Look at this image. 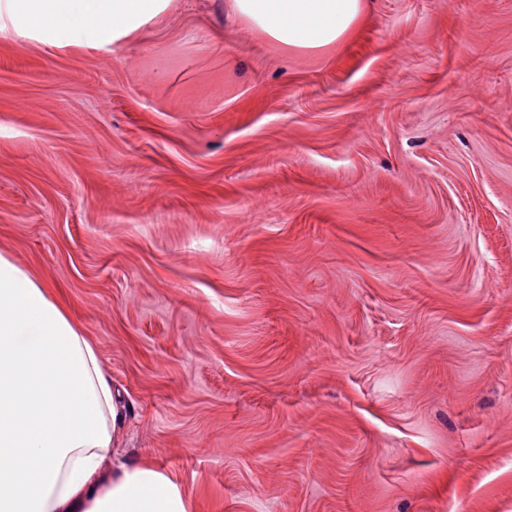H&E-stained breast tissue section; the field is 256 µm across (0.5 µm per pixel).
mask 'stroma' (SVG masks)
<instances>
[{
  "label": "stroma",
  "mask_w": 512,
  "mask_h": 512,
  "mask_svg": "<svg viewBox=\"0 0 512 512\" xmlns=\"http://www.w3.org/2000/svg\"><path fill=\"white\" fill-rule=\"evenodd\" d=\"M0 253L190 512H512V0H366L322 54L224 0L0 33Z\"/></svg>",
  "instance_id": "obj_1"
}]
</instances>
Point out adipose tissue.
Listing matches in <instances>:
<instances>
[{"mask_svg": "<svg viewBox=\"0 0 512 512\" xmlns=\"http://www.w3.org/2000/svg\"><path fill=\"white\" fill-rule=\"evenodd\" d=\"M169 0H0V31L47 46L136 36ZM238 22L286 52L347 39L363 0H225ZM123 420L98 349L0 253V512H189L160 468L112 461Z\"/></svg>", "mask_w": 512, "mask_h": 512, "instance_id": "adipose-tissue-1", "label": "adipose tissue"}]
</instances>
